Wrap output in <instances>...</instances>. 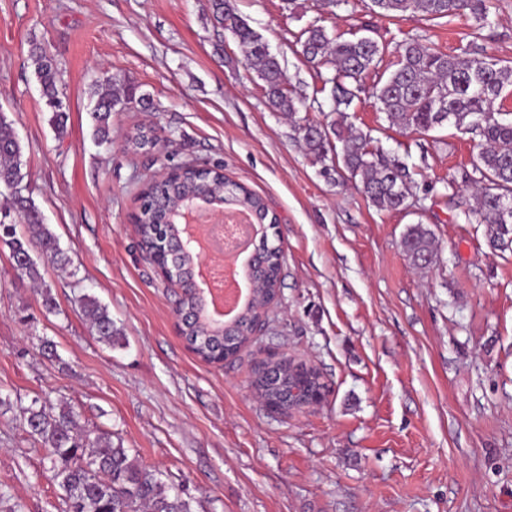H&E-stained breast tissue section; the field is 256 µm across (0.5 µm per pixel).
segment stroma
<instances>
[{
    "label": "stroma",
    "instance_id": "stroma-1",
    "mask_svg": "<svg viewBox=\"0 0 512 512\" xmlns=\"http://www.w3.org/2000/svg\"><path fill=\"white\" fill-rule=\"evenodd\" d=\"M232 2L314 100L307 115L318 122L338 118L330 71L295 45L318 17L345 37H373L387 65L408 38L450 52L474 32L512 65V0H491L486 26L469 15L385 18L370 0ZM35 40L61 69L62 137L28 61ZM107 74L149 106L113 113L100 142L88 90ZM375 80L365 78L347 121L413 168L404 211L378 210L354 181L322 176L204 0H0V111L23 146L25 194L71 257L64 270L42 264L36 285L0 244V395L70 403L87 429L111 432L205 512H512V253L466 223L469 187L447 193L471 167L470 135L390 125L367 93ZM141 128L165 149L134 148ZM188 162L223 167L263 197L285 252L262 335L221 364L178 335L176 297L132 224L146 185ZM417 222L441 248L423 270L401 247ZM83 293L108 306L115 345L98 342L75 306ZM45 338L56 360L42 355ZM272 353L317 368L324 401L278 414L253 398ZM64 509L41 444L15 411L0 413V512Z\"/></svg>",
    "mask_w": 512,
    "mask_h": 512
}]
</instances>
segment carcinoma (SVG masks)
<instances>
[{
    "label": "carcinoma",
    "instance_id": "obj_1",
    "mask_svg": "<svg viewBox=\"0 0 512 512\" xmlns=\"http://www.w3.org/2000/svg\"><path fill=\"white\" fill-rule=\"evenodd\" d=\"M372 10L383 17L404 18L420 15L428 20H450L471 15L483 22L489 15V0H371ZM215 28L230 36L244 52L248 66L263 82L268 107L292 118L305 107L306 95L288 86V78L279 58L269 44L236 11L232 0H206ZM478 35L448 54L420 38H410L398 45L394 68H386L372 87L377 109L388 120L405 129L428 132L448 123L478 139L472 172L476 205L464 213L470 224L486 225L490 245L500 251L512 249V118L505 117L503 101L512 94V67L486 53L477 44ZM304 60L314 67L330 66L334 74L325 80L331 84L336 111L343 114L359 98L362 82L382 62L383 51L369 37L345 38L332 35L322 19L310 22L297 37ZM29 61L39 81L45 105L52 113L51 123L58 136L66 133L67 117L58 83L60 70L54 56L39 42H32ZM94 106L89 113L93 135L108 140L112 113L130 108L137 102L136 87L116 75H105L90 86ZM296 131L306 151L322 161L333 155V165L324 167L328 174L345 170L359 179L369 202L380 211L407 208L413 174L397 156L371 147L372 139L353 125L340 121L325 127L297 120ZM23 150L13 122L0 113V195L10 203L0 207L8 226L0 229V238L10 250L16 270L36 282L41 279L32 253L62 267L69 263L59 240L31 198L10 191V185L22 184ZM224 199L229 205L251 210L261 224L269 220L264 200L241 184L224 177L221 168L200 171L182 166L168 178L156 181L140 194L137 214L138 245L150 252L160 236L176 238V228L169 224L171 213L182 202L201 191ZM265 268L254 305L242 310L236 335L229 337L232 348L242 349L245 331L276 296L281 281L277 234L258 241ZM401 246L412 263L427 268L438 257V245L431 229L421 223L410 225ZM192 257L182 255L175 277L182 289L181 311L190 320L183 334L204 359L217 357L224 346V335L202 318V305L190 279ZM83 316L89 321L99 342L112 345L118 330L108 308L95 297L83 294L78 299ZM296 383L288 370L281 371L278 386H258L261 396L288 400ZM21 423L47 450L46 459L52 481L62 490L68 512H193L191 501L178 490L171 491L161 480V473L129 454L112 441V433L91 431L79 426V415L67 403L50 406L32 400L21 408Z\"/></svg>",
    "mask_w": 512,
    "mask_h": 512
}]
</instances>
